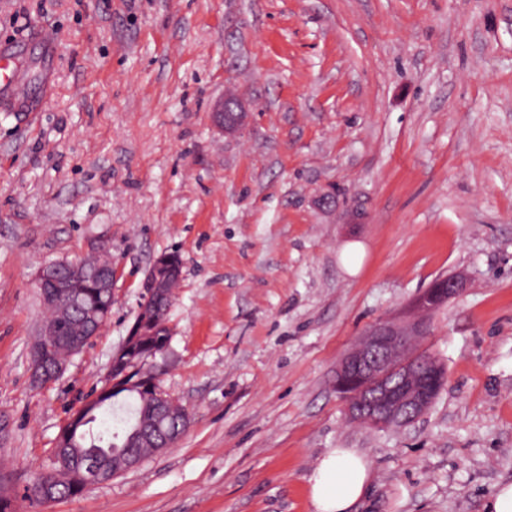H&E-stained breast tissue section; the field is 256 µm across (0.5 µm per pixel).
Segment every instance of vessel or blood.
I'll use <instances>...</instances> for the list:
<instances>
[{
    "label": "vessel or blood",
    "mask_w": 512,
    "mask_h": 512,
    "mask_svg": "<svg viewBox=\"0 0 512 512\" xmlns=\"http://www.w3.org/2000/svg\"><path fill=\"white\" fill-rule=\"evenodd\" d=\"M35 39L42 50V83L37 90L19 69L21 46L15 43L0 45V112L22 117L40 111L42 107L43 94L51 88L57 40L48 30L37 31Z\"/></svg>",
    "instance_id": "vessel-or-blood-1"
}]
</instances>
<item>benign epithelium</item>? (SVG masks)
<instances>
[{
	"label": "benign epithelium",
	"mask_w": 512,
	"mask_h": 512,
	"mask_svg": "<svg viewBox=\"0 0 512 512\" xmlns=\"http://www.w3.org/2000/svg\"><path fill=\"white\" fill-rule=\"evenodd\" d=\"M239 107L241 102L234 97L217 105L213 118L224 133L239 131L245 117ZM90 271L94 272L96 287L112 288V257L102 244L92 246L85 257L41 267L34 281L48 309H68L70 289L83 283ZM181 272L182 261L174 254H161L153 260L143 302L121 346L113 351L104 378L106 388H138L151 402L157 419L167 422L164 429L156 424L139 434L137 447L149 448L153 455L171 447L187 429V409L160 387L156 362L169 350L168 302ZM464 286L465 279L457 275L436 280L418 297L411 324L378 322L347 351L336 365L335 383L351 419L376 429L402 427L433 405L445 382V367L429 354L411 352V342L427 333L436 305L455 297ZM52 336V329L44 326L32 354V377L45 385L60 377L68 362L66 357L47 358ZM146 459L142 454L121 455L112 460V475L132 470ZM28 494L44 507L57 499L51 480L29 488Z\"/></svg>",
	"instance_id": "1"
}]
</instances>
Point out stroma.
Wrapping results in <instances>:
<instances>
[{
    "label": "stroma",
    "instance_id": "stroma-1",
    "mask_svg": "<svg viewBox=\"0 0 512 512\" xmlns=\"http://www.w3.org/2000/svg\"><path fill=\"white\" fill-rule=\"evenodd\" d=\"M0 112V484L15 512H312L322 454L373 471L356 512H485L512 483V0H0V44L40 84ZM241 131L212 119L226 92ZM96 240L112 316L53 384L33 382L35 273ZM178 254L159 384L186 432L50 510L69 410L99 388L152 260ZM468 284L419 350L446 380L410 425L350 420L338 359L412 320L436 278ZM34 39L41 46V92L35 93L26 74L20 71L22 47L15 43L0 45V112H12L22 117L41 110L42 101L51 88L54 62L57 54L55 34L38 30Z\"/></svg>",
    "mask_w": 512,
    "mask_h": 512
}]
</instances>
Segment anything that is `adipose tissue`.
I'll return each instance as SVG.
<instances>
[{
	"label": "adipose tissue",
	"instance_id": "1",
	"mask_svg": "<svg viewBox=\"0 0 512 512\" xmlns=\"http://www.w3.org/2000/svg\"><path fill=\"white\" fill-rule=\"evenodd\" d=\"M371 467L353 448H333L315 463L308 482L314 512H353L367 493Z\"/></svg>",
	"mask_w": 512,
	"mask_h": 512
}]
</instances>
